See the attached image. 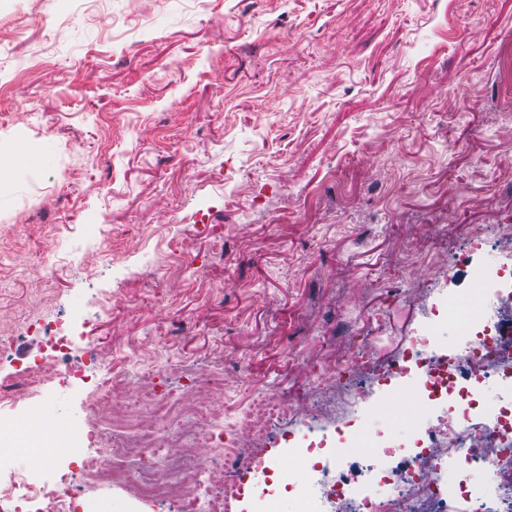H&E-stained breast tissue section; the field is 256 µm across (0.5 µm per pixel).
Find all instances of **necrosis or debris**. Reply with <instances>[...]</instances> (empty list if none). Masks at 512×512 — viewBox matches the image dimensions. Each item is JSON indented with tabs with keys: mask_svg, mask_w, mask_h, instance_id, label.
Returning <instances> with one entry per match:
<instances>
[{
	"mask_svg": "<svg viewBox=\"0 0 512 512\" xmlns=\"http://www.w3.org/2000/svg\"><path fill=\"white\" fill-rule=\"evenodd\" d=\"M512 279V257L497 258L483 267L484 302L478 308L465 344L457 353L438 352L432 332L406 337L401 354L391 365L374 373L373 383L396 378L409 383L434 416L419 426L407 442L388 437L376 429V451L362 458L360 470L383 487L380 495H356L337 471L348 457L353 437L338 430L335 444H327L315 430L304 434L302 448L294 459L304 464L316 492V512H481V500L463 489L465 472H479L486 485L512 497V401L486 405L480 389L494 379L512 387V348H504L496 336V298L504 291L505 279ZM43 352L16 375L12 386L0 387V400L26 397L46 381L70 384L87 379L86 365L97 366L100 377L90 380L97 398L120 402V427L137 432L135 448L123 442L99 452L76 455L73 447L57 451L60 461L51 479L17 471L12 455L0 450V512H91L78 488L76 477L84 475L98 486L113 482L130 483L142 500L160 504L176 501L180 512H238L245 493H252L274 505L283 491L273 470L261 453L252 454L244 469L224 478L217 474L200 450L210 444L219 422L211 401L200 400L192 418L182 414L179 398L150 393L132 401L122 395L121 382L109 371L102 350L88 351L76 361L69 354L68 321L40 324ZM466 367L468 378L459 382L456 371ZM288 408L271 398L255 401L246 415L234 423L235 440L223 448L225 466H232L241 453L242 437L258 433L279 422ZM415 453L402 472H394L392 461L404 446ZM177 448L184 467L163 469L170 449ZM136 455L138 470L124 467L128 455Z\"/></svg>",
	"mask_w": 512,
	"mask_h": 512,
	"instance_id": "necrosis-or-debris-1",
	"label": "necrosis or debris"
}]
</instances>
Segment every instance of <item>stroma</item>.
I'll return each mask as SVG.
<instances>
[{
    "instance_id": "35a3bbf8",
    "label": "stroma",
    "mask_w": 512,
    "mask_h": 512,
    "mask_svg": "<svg viewBox=\"0 0 512 512\" xmlns=\"http://www.w3.org/2000/svg\"><path fill=\"white\" fill-rule=\"evenodd\" d=\"M0 0V334L40 344L29 321L73 320L75 355L109 357L125 393L179 392L221 374L225 423L263 397L291 412L250 441L331 432L334 382L312 386L361 339L394 360L432 328L458 348L485 255L512 252V0ZM54 45L34 60L32 50ZM56 269L49 286L24 265ZM444 314L431 325L426 310ZM396 386L357 415L404 439L429 410H393ZM83 386L45 387L0 415L16 466L53 450ZM104 512H176L127 486L83 481Z\"/></svg>"
}]
</instances>
